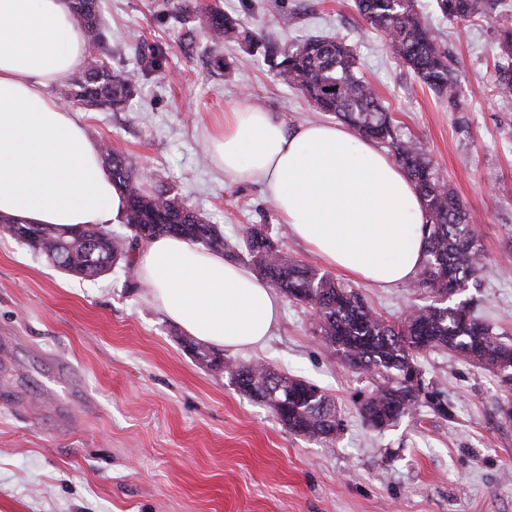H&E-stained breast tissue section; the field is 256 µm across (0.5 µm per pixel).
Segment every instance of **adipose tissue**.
Segmentation results:
<instances>
[{"label": "adipose tissue", "mask_w": 512, "mask_h": 512, "mask_svg": "<svg viewBox=\"0 0 512 512\" xmlns=\"http://www.w3.org/2000/svg\"><path fill=\"white\" fill-rule=\"evenodd\" d=\"M87 53L69 0H0V216L68 227L121 221L125 199L99 143L49 92ZM208 147L225 174L261 184L280 223L327 266L379 288L414 280L426 258L423 203L373 142L335 123L290 130L248 106L225 112ZM135 265L152 303L200 342L255 350L279 321L278 292L223 253L161 236Z\"/></svg>", "instance_id": "1"}]
</instances>
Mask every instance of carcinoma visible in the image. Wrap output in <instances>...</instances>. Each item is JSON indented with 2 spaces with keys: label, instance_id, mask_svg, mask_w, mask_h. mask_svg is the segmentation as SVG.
<instances>
[{
  "label": "carcinoma",
  "instance_id": "cac0c4a2",
  "mask_svg": "<svg viewBox=\"0 0 512 512\" xmlns=\"http://www.w3.org/2000/svg\"><path fill=\"white\" fill-rule=\"evenodd\" d=\"M499 0H433L444 17L464 25L492 19ZM369 27L386 37L392 55L418 84L448 101L455 112L465 111L460 84L448 60V51L436 44L426 17L415 0H354ZM71 9L85 31L91 51L81 71L61 79L55 88L68 106L105 107L131 111L139 94L138 77L112 68L110 30L101 0H71ZM195 17L203 24L211 45L214 66H226L219 54L226 43L258 42L242 23L201 0H164L159 17L176 22ZM497 56L493 90L512 100V23L495 30ZM274 77L300 93L320 112H330L355 135L371 138L387 149L421 196L426 212V261L412 286L428 292L429 302L415 306V314L392 320L370 305L351 284L288 255L280 242L255 224L244 227L238 242L224 238L217 225L187 204L174 188L157 184L143 187V176L126 157L101 146V160L112 184L125 196L123 223L130 234L117 236L107 228L60 227L42 224L40 239L27 238L21 229L11 236L39 252L54 267L69 275L95 280L158 236L176 235L230 261L243 262L290 302L309 307L313 333L342 364L373 380V389L360 401L359 413L373 428L383 429L427 406L448 419V404L408 381L422 377L417 356L430 349H448L466 363L493 373L499 382L512 376V345L497 337L493 325L475 316V299L440 303L438 297L458 295L477 286L484 266L481 239L470 224L467 210L448 187L421 142L400 131L371 84L359 70L353 50L337 36H311L292 42L279 52ZM164 52L157 47L143 56L145 69L161 73ZM224 373L244 395L269 406L289 433L315 441L340 435L336 407L324 389L271 366L261 370L252 363L228 361Z\"/></svg>",
  "mask_w": 512,
  "mask_h": 512
}]
</instances>
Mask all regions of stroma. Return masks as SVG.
I'll use <instances>...</instances> for the list:
<instances>
[{"mask_svg": "<svg viewBox=\"0 0 512 512\" xmlns=\"http://www.w3.org/2000/svg\"><path fill=\"white\" fill-rule=\"evenodd\" d=\"M155 2L103 0L113 68H135L153 43L165 58L162 75L141 80L132 111L83 110L91 137L148 183L174 184L225 238L267 224L288 254L318 265L262 187L225 175L206 143L236 106L276 112L290 129L325 121L274 78L266 50L340 34L395 123L423 143L466 206L487 257L466 294L512 343V273L501 266L512 258V103L492 90L500 17L455 26L419 0L459 76L466 109L452 112L392 58L352 0H207L262 43L251 53L224 46L221 70L204 33L185 44ZM355 287L390 318L424 302L406 285ZM311 324L309 309L283 301L264 348L222 355L323 388L344 424L329 445L288 433L267 405L202 365L135 269L83 280L0 232V512H512V421L496 377L450 351L428 352L419 358L424 384L446 396L449 419L424 408L375 430L357 410L370 380L341 364Z\"/></svg>", "mask_w": 512, "mask_h": 512, "instance_id": "35a3bbf8", "label": "stroma"}]
</instances>
